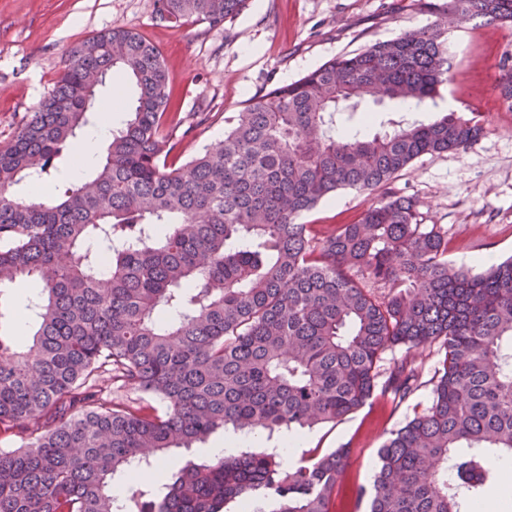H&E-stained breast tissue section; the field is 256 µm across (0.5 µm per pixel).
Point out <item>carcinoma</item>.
<instances>
[{
  "mask_svg": "<svg viewBox=\"0 0 512 512\" xmlns=\"http://www.w3.org/2000/svg\"><path fill=\"white\" fill-rule=\"evenodd\" d=\"M246 0H155L179 27H220ZM462 25L512 23V0H448ZM445 22L327 61L244 104L224 139L176 165L188 131L170 111L156 47L114 26L74 44L53 89L0 143V285L32 281V344L14 347L0 302V512H332L349 450L286 469L242 450L171 469L119 497L114 481L190 452L231 426L268 432L337 423L376 390L403 400L415 353L444 359L431 406L377 452L369 512H470L512 457V259L448 264V229L388 198L321 233L300 216L342 189L373 191L415 159L460 151L484 128L451 112L338 133L362 93L420 107L451 80ZM135 80L130 118L82 182L64 174L90 124L91 72ZM499 97L512 110V65ZM55 185L51 201L19 198ZM405 349L378 382L383 356ZM165 404L131 406L112 388ZM273 505L268 510L266 504Z\"/></svg>",
  "mask_w": 512,
  "mask_h": 512,
  "instance_id": "obj_1",
  "label": "carcinoma"
}]
</instances>
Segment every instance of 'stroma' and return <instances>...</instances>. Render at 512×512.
Returning <instances> with one entry per match:
<instances>
[{
    "instance_id": "obj_1",
    "label": "stroma",
    "mask_w": 512,
    "mask_h": 512,
    "mask_svg": "<svg viewBox=\"0 0 512 512\" xmlns=\"http://www.w3.org/2000/svg\"><path fill=\"white\" fill-rule=\"evenodd\" d=\"M444 0H247L219 28L194 22L169 27L154 0H0V143L11 139L36 111L69 48L89 35L122 26L139 32L160 53L182 126L189 134L181 161L222 139L224 120L245 101L292 83L330 59L438 20ZM454 79L425 107L400 106L399 118L430 122L482 105L486 132L467 150L425 155L375 192L337 191L301 220L326 231L360 220L385 196L416 200L424 223L448 230V262L481 270L483 256L512 258V111L494 89L503 58L512 57V25L449 28ZM444 351L418 352L417 388L404 401L374 395L338 423L299 431L289 466L310 452L349 451L333 504L335 512H366L378 448L393 430L431 404Z\"/></svg>"
}]
</instances>
